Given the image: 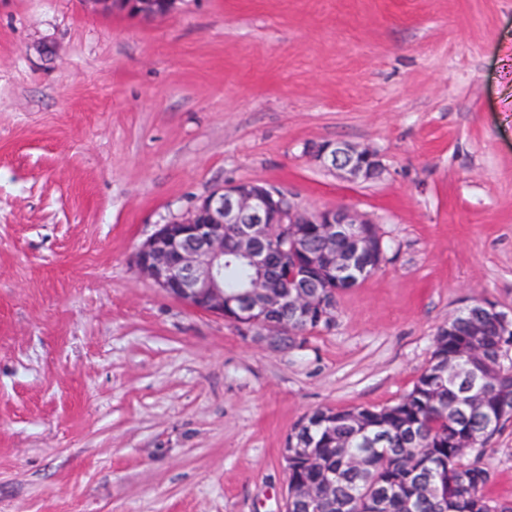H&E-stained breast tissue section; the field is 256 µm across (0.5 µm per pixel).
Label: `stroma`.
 <instances>
[{"instance_id": "stroma-1", "label": "stroma", "mask_w": 512, "mask_h": 512, "mask_svg": "<svg viewBox=\"0 0 512 512\" xmlns=\"http://www.w3.org/2000/svg\"><path fill=\"white\" fill-rule=\"evenodd\" d=\"M246 181L377 220L331 330L273 346L137 275ZM476 299L512 312V0H0V512H284L294 425L399 400ZM481 462L512 502V424ZM102 13H133L142 18H156L170 14L177 0H87ZM310 152L322 166L352 179L375 180L383 171L381 158L375 151L346 142L326 141L314 145Z\"/></svg>"}]
</instances>
